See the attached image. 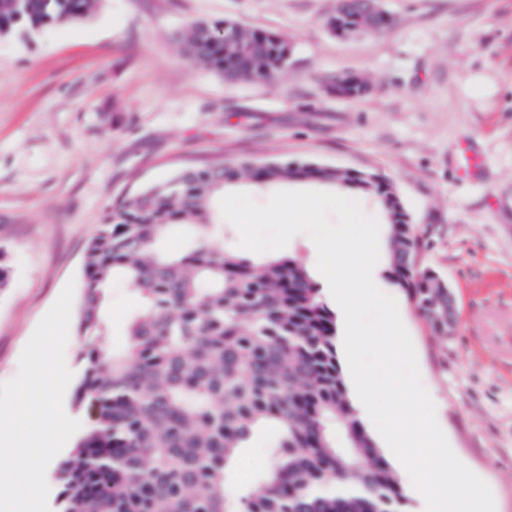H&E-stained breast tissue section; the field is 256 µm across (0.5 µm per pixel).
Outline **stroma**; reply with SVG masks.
<instances>
[{
    "label": "stroma",
    "instance_id": "35a3bbf8",
    "mask_svg": "<svg viewBox=\"0 0 512 512\" xmlns=\"http://www.w3.org/2000/svg\"><path fill=\"white\" fill-rule=\"evenodd\" d=\"M388 26L341 37L336 0H97L81 22L0 38V383L121 200L218 160L316 162L384 177L459 313L434 334L382 274L455 455L512 512V0H382ZM279 34L287 66L225 83L180 43L199 19ZM368 81L334 99L322 79ZM482 169L462 175L465 153ZM108 291L116 345L139 309Z\"/></svg>",
    "mask_w": 512,
    "mask_h": 512
}]
</instances>
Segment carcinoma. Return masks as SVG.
<instances>
[{
  "label": "carcinoma",
  "mask_w": 512,
  "mask_h": 512,
  "mask_svg": "<svg viewBox=\"0 0 512 512\" xmlns=\"http://www.w3.org/2000/svg\"><path fill=\"white\" fill-rule=\"evenodd\" d=\"M94 2L0 0V37L79 22ZM227 23L193 22L187 59L228 83L269 81L288 64L286 39L242 27L226 43ZM307 179L377 199L395 284L448 334V283L405 263L420 241L378 174L255 160L183 169L120 202L87 248L74 399L93 419L58 469L61 512H401L396 473L348 400L336 318L307 267L296 256L254 260L217 245L224 225L207 201L224 185ZM176 224L189 231L183 251H157ZM116 280L141 298L119 348L105 313ZM268 429L266 469L226 492L240 453Z\"/></svg>",
  "instance_id": "1"
}]
</instances>
